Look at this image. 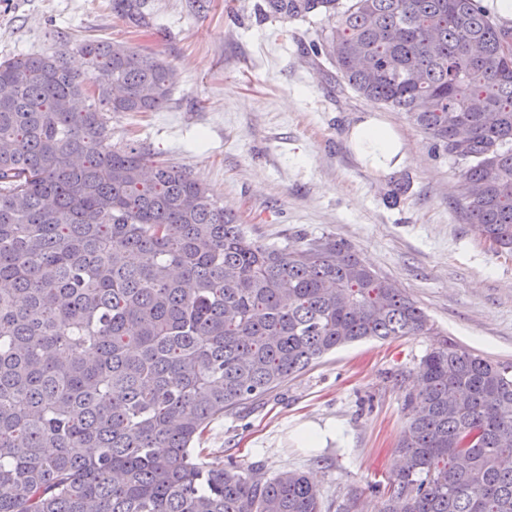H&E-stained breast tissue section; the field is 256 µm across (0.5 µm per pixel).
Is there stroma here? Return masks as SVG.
<instances>
[{"label": "stroma", "instance_id": "1", "mask_svg": "<svg viewBox=\"0 0 512 512\" xmlns=\"http://www.w3.org/2000/svg\"><path fill=\"white\" fill-rule=\"evenodd\" d=\"M142 13L138 24L112 0H0V59L51 51L69 35L159 54L174 74L167 107L113 116V142L191 171L261 243L347 242L427 313L434 335L337 348L216 415L193 444L206 463L304 471L327 512H377L372 488L394 469L425 353L448 340L512 362V255L471 231L447 154L405 113L353 92L319 52L326 18L275 19L264 0H143ZM370 117L398 137L399 170L357 151L351 131ZM330 421L342 428L335 440L298 447L300 425Z\"/></svg>", "mask_w": 512, "mask_h": 512}]
</instances>
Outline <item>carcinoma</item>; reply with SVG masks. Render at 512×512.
<instances>
[{
    "label": "carcinoma",
    "instance_id": "cac0c4a2",
    "mask_svg": "<svg viewBox=\"0 0 512 512\" xmlns=\"http://www.w3.org/2000/svg\"><path fill=\"white\" fill-rule=\"evenodd\" d=\"M267 6L336 20L341 78L448 152L471 231L512 253V32L477 0ZM170 97L119 42L0 61V512H323L304 473L193 442L340 346L433 331L346 242L264 245L191 173L112 144V114ZM418 373L380 512H512V363L446 341Z\"/></svg>",
    "mask_w": 512,
    "mask_h": 512
}]
</instances>
